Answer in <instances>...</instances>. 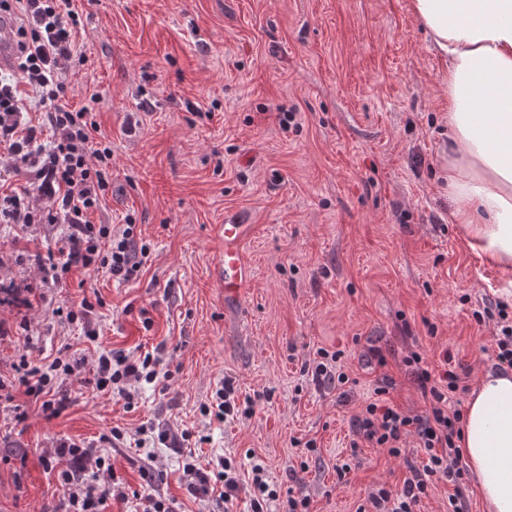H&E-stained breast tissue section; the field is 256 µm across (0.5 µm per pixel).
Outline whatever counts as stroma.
I'll return each mask as SVG.
<instances>
[{
	"mask_svg": "<svg viewBox=\"0 0 512 512\" xmlns=\"http://www.w3.org/2000/svg\"><path fill=\"white\" fill-rule=\"evenodd\" d=\"M81 59L64 73L70 106L90 105L112 144V184L95 224L132 219L149 253L124 282L99 271L43 289L33 254L55 249L57 228L17 239L0 223V372L21 353L42 364L69 351L139 356L164 345L167 387L143 385L135 409L80 383L45 418L0 409V512H56L48 459L63 441L128 434L110 461L126 492H143V431L187 447L155 448L159 490L176 512H213L181 481L187 451L200 466L225 454L262 464L280 493L308 512H357L379 487L400 488L426 456L415 437L400 455L353 447L352 422L382 378L389 406L431 408L404 359L453 368L473 388L495 363L494 320L512 305V269L462 237L448 193V59L411 0H77ZM295 119L281 124L283 113ZM251 227L253 282L228 305L212 277L214 225ZM95 301L100 335L50 307ZM40 332L26 349L21 317ZM340 352L349 384L313 381L318 349ZM379 349L378 366L369 355ZM249 415L220 424L202 408L224 377ZM314 441L315 450L305 447ZM350 464L346 476L337 469Z\"/></svg>",
	"mask_w": 512,
	"mask_h": 512,
	"instance_id": "35a3bbf8",
	"label": "stroma"
}]
</instances>
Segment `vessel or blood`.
<instances>
[{
  "mask_svg": "<svg viewBox=\"0 0 512 512\" xmlns=\"http://www.w3.org/2000/svg\"><path fill=\"white\" fill-rule=\"evenodd\" d=\"M14 24L0 14V69L12 67L17 55V46L12 34ZM220 235L224 240V251L214 268V277L224 289V300L240 302L252 281L251 269L242 253V243L249 227L245 224L227 222L221 225Z\"/></svg>",
  "mask_w": 512,
  "mask_h": 512,
  "instance_id": "b4317fda",
  "label": "vessel or blood"
}]
</instances>
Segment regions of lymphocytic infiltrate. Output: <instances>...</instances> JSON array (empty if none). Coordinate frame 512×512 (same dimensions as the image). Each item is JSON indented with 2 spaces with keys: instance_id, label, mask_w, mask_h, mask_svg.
Segmentation results:
<instances>
[{
  "instance_id": "f902f5d3",
  "label": "lymphocytic infiltrate",
  "mask_w": 512,
  "mask_h": 512,
  "mask_svg": "<svg viewBox=\"0 0 512 512\" xmlns=\"http://www.w3.org/2000/svg\"><path fill=\"white\" fill-rule=\"evenodd\" d=\"M21 3L27 20L18 30L21 82L0 83V148L7 153L6 163L0 164V180L26 174L32 192L9 195V206L0 217L25 228L60 225L59 250L35 258L43 280H59L74 267L132 279L149 251L135 224H126L116 234L111 225L88 220L89 212L99 208L112 182V146L94 140L97 125L87 118L85 110L72 111L65 105L68 86L62 69L77 53L73 40L76 14L69 0ZM406 363L423 393L432 399L430 412L409 416L388 406L384 397L391 381L385 378L354 419L352 431L358 439L388 449L393 455L399 454L402 437L415 434L427 462L411 468L400 490L379 488L370 494L369 501L374 512H412V504L427 494L433 481L445 480L456 490L449 499L450 512H463L459 492L464 469L458 442L464 415L451 405L460 389V378L451 369L432 376L416 352L407 356ZM87 366L92 369L97 391H111L130 408L137 404L140 385L156 384L171 376L159 353L134 357L103 349L91 364L72 356L41 365L23 361L21 371L13 376L0 374V396L12 402L14 391L22 390L46 417H54L67 404L70 381L79 378ZM54 457L60 465L58 478L63 489L60 512H100L108 498L123 497L109 456L93 444L60 443ZM183 476L193 494L212 498L221 512H226L240 492L234 461L226 456L217 457L208 469L186 461Z\"/></svg>"
}]
</instances>
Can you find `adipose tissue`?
Here are the masks:
<instances>
[{"mask_svg": "<svg viewBox=\"0 0 512 512\" xmlns=\"http://www.w3.org/2000/svg\"><path fill=\"white\" fill-rule=\"evenodd\" d=\"M448 58V188L468 244L512 266V0H411ZM460 452L486 512H512V375L485 373Z\"/></svg>", "mask_w": 512, "mask_h": 512, "instance_id": "obj_1", "label": "adipose tissue"}]
</instances>
